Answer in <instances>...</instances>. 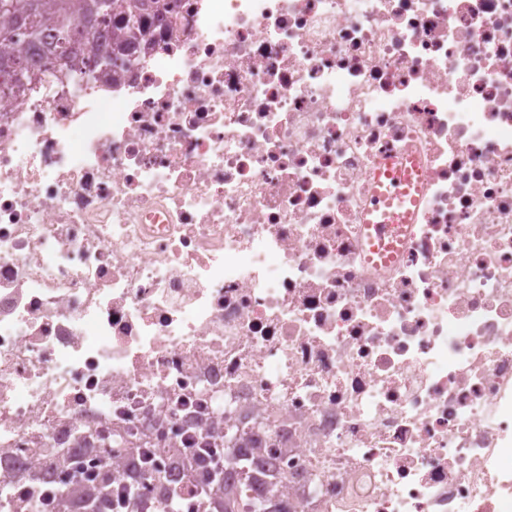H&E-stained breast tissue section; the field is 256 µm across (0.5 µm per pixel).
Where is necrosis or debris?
Masks as SVG:
<instances>
[{
    "label": "necrosis or debris",
    "mask_w": 512,
    "mask_h": 512,
    "mask_svg": "<svg viewBox=\"0 0 512 512\" xmlns=\"http://www.w3.org/2000/svg\"><path fill=\"white\" fill-rule=\"evenodd\" d=\"M147 28L112 77L44 55L0 88V512H82L78 463L203 512L201 448L258 508L501 512L512 0H169ZM410 164L377 251L375 175Z\"/></svg>",
    "instance_id": "4bbe7bcc"
}]
</instances>
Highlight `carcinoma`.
<instances>
[{
	"mask_svg": "<svg viewBox=\"0 0 512 512\" xmlns=\"http://www.w3.org/2000/svg\"><path fill=\"white\" fill-rule=\"evenodd\" d=\"M11 0H0V34L13 37L14 51L9 57L0 56V79L13 87L36 83L40 75L22 56L21 45L34 46L46 27L55 30L54 54L61 70L69 73L80 68L82 58L78 50L91 49L96 55V65L109 68L127 67L132 63L131 49L146 36L145 18L166 10L163 0H27L30 9L19 12L5 7ZM113 21L121 34L103 46L99 43V26ZM208 452L201 448L195 458V467L202 475V491L206 501L216 499L222 510L212 512H255L248 502L242 501L226 485L223 471L207 461ZM92 502L100 507L110 505L116 486L100 474L90 482Z\"/></svg>",
	"mask_w": 512,
	"mask_h": 512,
	"instance_id": "obj_1",
	"label": "carcinoma"
}]
</instances>
